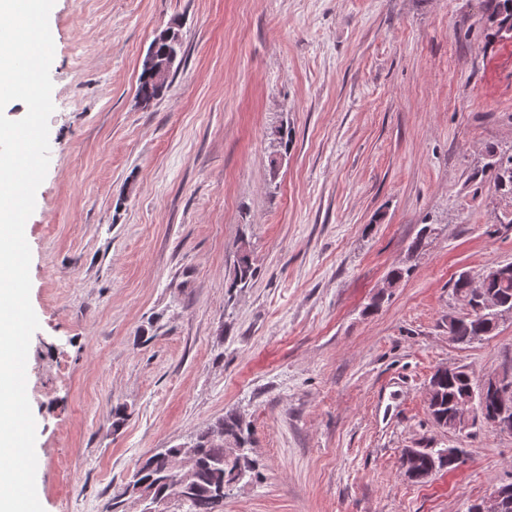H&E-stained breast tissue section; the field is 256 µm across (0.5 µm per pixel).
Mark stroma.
Returning <instances> with one entry per match:
<instances>
[{"instance_id":"stroma-1","label":"stroma","mask_w":512,"mask_h":512,"mask_svg":"<svg viewBox=\"0 0 512 512\" xmlns=\"http://www.w3.org/2000/svg\"><path fill=\"white\" fill-rule=\"evenodd\" d=\"M486 15V0H55L50 162L25 225L44 512H112L144 455L228 412L261 476L223 512H467L512 482V434L444 432L426 402L437 366L478 380L512 364L510 319L448 336L455 277L512 262V202L473 176L512 150V40ZM171 26L182 61L142 107V60ZM244 248L255 276L234 288ZM453 447L459 468L404 476L403 449Z\"/></svg>"}]
</instances>
